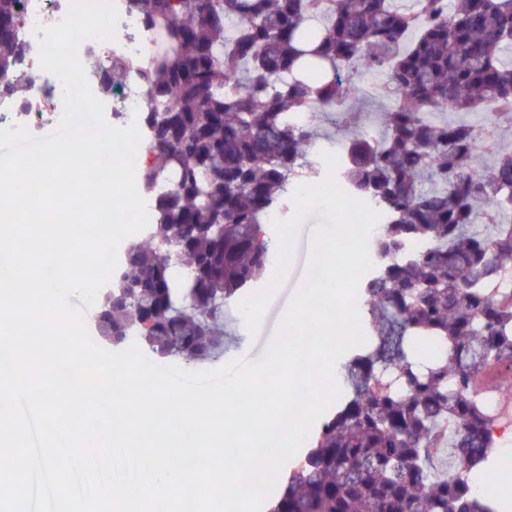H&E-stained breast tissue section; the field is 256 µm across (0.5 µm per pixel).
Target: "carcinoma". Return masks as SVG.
I'll list each match as a JSON object with an SVG mask.
<instances>
[{"mask_svg": "<svg viewBox=\"0 0 512 512\" xmlns=\"http://www.w3.org/2000/svg\"><path fill=\"white\" fill-rule=\"evenodd\" d=\"M172 49L141 64L152 219L100 303L105 341L136 337L189 362L224 352V310L274 262L267 214L319 181L310 128L394 94L382 136L353 135L345 191L385 216L363 282L370 342L343 365L350 397L320 424L270 512H501L472 476L495 441L476 393L495 371L512 405V150L479 163L485 107L512 128V0H126ZM21 0H0V98L25 99ZM103 95L126 62H91ZM419 241L420 254L408 251ZM459 464L440 476L442 452Z\"/></svg>", "mask_w": 512, "mask_h": 512, "instance_id": "carcinoma-1", "label": "carcinoma"}]
</instances>
